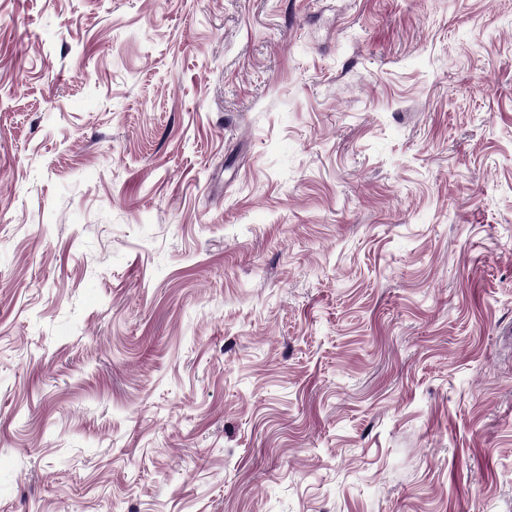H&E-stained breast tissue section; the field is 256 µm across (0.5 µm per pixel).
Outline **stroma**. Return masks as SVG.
I'll return each mask as SVG.
<instances>
[{
	"label": "stroma",
	"instance_id": "35a3bbf8",
	"mask_svg": "<svg viewBox=\"0 0 512 512\" xmlns=\"http://www.w3.org/2000/svg\"><path fill=\"white\" fill-rule=\"evenodd\" d=\"M0 512H512V0H0Z\"/></svg>",
	"mask_w": 512,
	"mask_h": 512
}]
</instances>
